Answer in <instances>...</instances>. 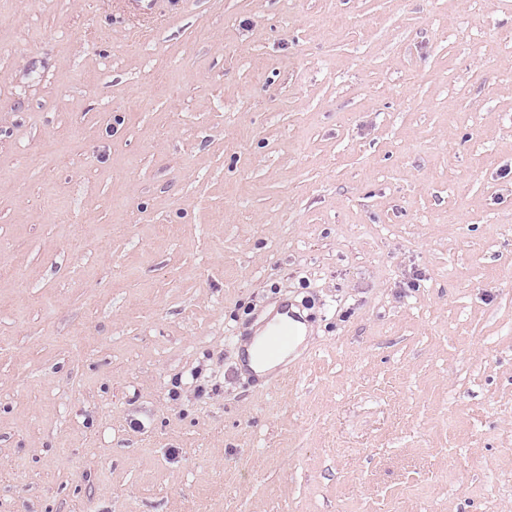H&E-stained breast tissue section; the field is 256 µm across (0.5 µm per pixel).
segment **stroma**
<instances>
[{
    "mask_svg": "<svg viewBox=\"0 0 512 512\" xmlns=\"http://www.w3.org/2000/svg\"><path fill=\"white\" fill-rule=\"evenodd\" d=\"M0 512H512V0H0ZM294 336L293 328L289 322L284 323L278 330L267 336L263 343V350L267 355L277 354L288 346ZM293 324L296 326L298 330V335L295 337V340L291 344L290 349L286 348L276 358L262 359L258 365H252V367L257 371V374H259L260 377L273 373L277 367H279L282 363H285V360L288 358V352H294L302 344L305 338V327L301 323L294 322Z\"/></svg>",
    "mask_w": 512,
    "mask_h": 512,
    "instance_id": "35a3bbf8",
    "label": "stroma"
}]
</instances>
